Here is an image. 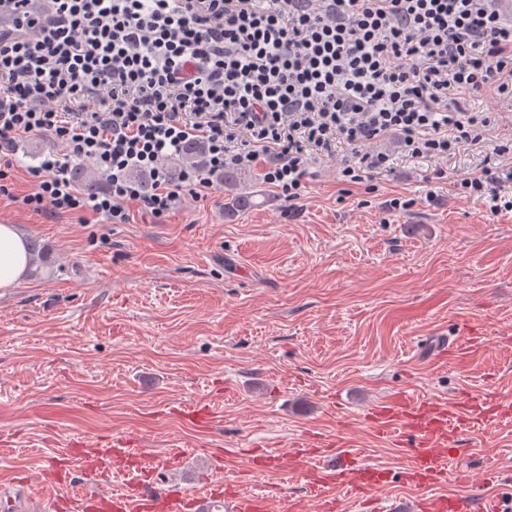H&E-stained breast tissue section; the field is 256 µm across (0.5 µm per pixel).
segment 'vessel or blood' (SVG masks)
<instances>
[{"label":"vessel or blood","mask_w":512,"mask_h":512,"mask_svg":"<svg viewBox=\"0 0 512 512\" xmlns=\"http://www.w3.org/2000/svg\"><path fill=\"white\" fill-rule=\"evenodd\" d=\"M406 395L386 398L372 412V423L379 436L399 444L410 441L407 453L411 458L413 476L433 484L457 475L460 466L456 442L461 434L463 412L477 413L475 399L465 398L457 406L444 408L430 399H421L410 406ZM324 464L336 483L335 490L313 485L315 501L329 503L332 493L364 498L375 485L387 478L385 470L360 466L349 467L345 454L328 448L323 452ZM163 500L166 512H262L263 501L255 495H243L224 500L219 493L208 489L190 488L186 491L164 493L163 497L139 491L131 496L121 491L101 488L84 496L74 505L75 512H95L106 506L108 512H152L156 500ZM0 507L5 512H58V502H42L31 491L27 480L0 483ZM471 506L461 499L430 497L416 501L411 512H470Z\"/></svg>","instance_id":"b4317fda"}]
</instances>
